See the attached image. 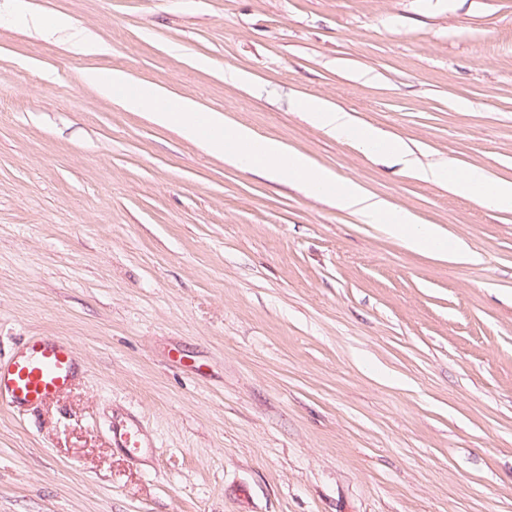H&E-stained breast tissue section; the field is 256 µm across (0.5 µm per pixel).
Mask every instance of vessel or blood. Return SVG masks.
<instances>
[{
    "instance_id": "1",
    "label": "vessel or blood",
    "mask_w": 512,
    "mask_h": 512,
    "mask_svg": "<svg viewBox=\"0 0 512 512\" xmlns=\"http://www.w3.org/2000/svg\"><path fill=\"white\" fill-rule=\"evenodd\" d=\"M78 357L70 342L58 336L27 338L7 360H0V403L10 408L34 409L67 393L78 379ZM112 444L130 456L146 451L132 422H112Z\"/></svg>"
}]
</instances>
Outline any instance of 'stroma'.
<instances>
[{"instance_id": "1", "label": "stroma", "mask_w": 512, "mask_h": 512, "mask_svg": "<svg viewBox=\"0 0 512 512\" xmlns=\"http://www.w3.org/2000/svg\"><path fill=\"white\" fill-rule=\"evenodd\" d=\"M0 0V356L68 338L75 386L0 406V512H512V212L312 126L512 180V0ZM125 73L464 240L417 254L127 110ZM236 70L238 81L225 80ZM150 451L113 448V417ZM17 6L18 12H16L14 16L17 18L19 22H21L25 26L29 24L38 26L49 33L66 30L70 26L68 18L64 15L60 14L53 16L49 19H42L28 15L25 12H23L22 5L17 3ZM308 112L311 123L336 135L341 140H355L364 148L386 155L398 163L411 167L413 154L409 145L400 138L382 139L374 130L361 128L349 112L321 99L303 101L300 105Z\"/></svg>"}]
</instances>
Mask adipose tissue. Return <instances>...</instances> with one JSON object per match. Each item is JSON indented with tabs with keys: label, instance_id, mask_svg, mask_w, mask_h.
Masks as SVG:
<instances>
[{
	"label": "adipose tissue",
	"instance_id": "obj_1",
	"mask_svg": "<svg viewBox=\"0 0 512 512\" xmlns=\"http://www.w3.org/2000/svg\"><path fill=\"white\" fill-rule=\"evenodd\" d=\"M311 123L341 140H354L364 148L412 165V150L402 139H382L374 130L359 127L349 112L321 99L304 101ZM427 181H444L457 194L471 197L502 211H512V180L489 178L483 169L437 167L421 170Z\"/></svg>",
	"mask_w": 512,
	"mask_h": 512
}]
</instances>
